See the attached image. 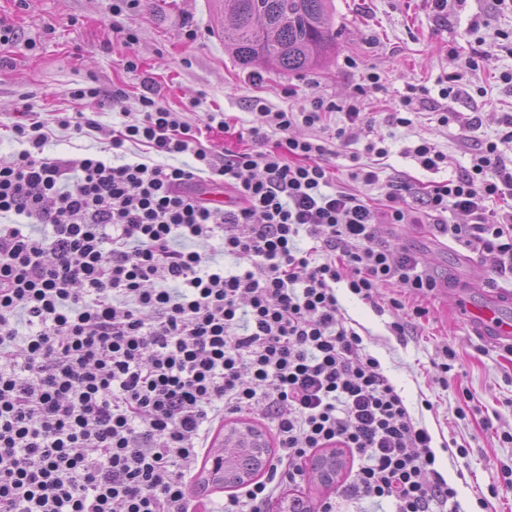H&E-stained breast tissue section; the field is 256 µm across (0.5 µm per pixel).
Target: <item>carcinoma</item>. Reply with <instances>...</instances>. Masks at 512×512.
<instances>
[{
    "mask_svg": "<svg viewBox=\"0 0 512 512\" xmlns=\"http://www.w3.org/2000/svg\"><path fill=\"white\" fill-rule=\"evenodd\" d=\"M330 0H224V48L242 66L261 63L269 70L300 72L318 66L336 47ZM234 448L224 459L222 487L234 488L260 473L268 455L257 459L247 441L225 437Z\"/></svg>",
    "mask_w": 512,
    "mask_h": 512,
    "instance_id": "obj_1",
    "label": "carcinoma"
}]
</instances>
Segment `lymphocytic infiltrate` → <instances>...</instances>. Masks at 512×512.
I'll use <instances>...</instances> for the list:
<instances>
[{
  "mask_svg": "<svg viewBox=\"0 0 512 512\" xmlns=\"http://www.w3.org/2000/svg\"><path fill=\"white\" fill-rule=\"evenodd\" d=\"M139 103L109 125L27 112L10 127L23 148L0 164V512H197L188 480L231 416L270 420L276 451L224 512H262L329 448L350 467L309 512L340 499L459 512L432 435L345 321L336 286L380 314L404 307L377 304L383 286L433 292L416 253L376 238L450 210L470 223L437 230L480 254L487 286L512 275V211L493 207L512 198L498 151L512 114L456 178L422 193L390 181L376 207L336 188L326 165L355 142L358 101L317 96L294 111L253 99L246 146L221 152L205 141L229 130L223 113L188 121L148 80ZM56 126L101 135L111 157L45 156ZM133 147L156 163L127 161ZM185 154L192 163L171 165ZM204 183L235 204L204 203Z\"/></svg>",
  "mask_w": 512,
  "mask_h": 512,
  "instance_id": "obj_1",
  "label": "lymphocytic infiltrate"
}]
</instances>
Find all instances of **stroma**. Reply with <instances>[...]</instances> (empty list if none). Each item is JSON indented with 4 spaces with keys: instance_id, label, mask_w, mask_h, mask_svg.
I'll list each match as a JSON object with an SVG mask.
<instances>
[{
    "instance_id": "obj_1",
    "label": "stroma",
    "mask_w": 512,
    "mask_h": 512,
    "mask_svg": "<svg viewBox=\"0 0 512 512\" xmlns=\"http://www.w3.org/2000/svg\"><path fill=\"white\" fill-rule=\"evenodd\" d=\"M112 0H0V20L14 27L15 38L0 44V161L8 160L18 143L7 128L19 113L34 112L50 119L58 112L101 111L102 122L113 112H138L144 79H152L162 104L176 112H189L198 120L206 112H223L232 123L250 127L255 116L253 98L264 99L276 109H298L306 96L343 102L356 96L368 74L380 77L379 87L363 99L362 110L370 125L352 147L337 148L329 157L337 186H349L348 155L366 144L384 140L389 154L377 184L361 193L379 202L388 180L405 177L416 189L455 178L471 164L481 143L496 139L499 117L512 113V85L500 81L512 73V0H460L447 16L434 12L427 0H332L336 49L320 66L302 72L262 71L252 82V68L241 66L224 48L222 30L229 19L224 0H147L137 13L116 19ZM136 30L139 42L126 46L113 25ZM197 31L187 39L186 27ZM486 56L484 69L465 67L473 53ZM138 59L137 70L124 68L128 56ZM459 75L462 94L450 108L457 120L440 125L436 113L439 81ZM429 89L431 97L420 104L413 123L406 128L388 126L387 112L398 108L407 84ZM121 86L126 96L113 105L98 107L91 100H77L74 89ZM483 115V125L468 132L469 113ZM434 143L448 156L447 166L436 171L422 168L405 149L418 140ZM381 240L410 248L441 286L421 299L408 289H383V297L399 296L407 307H427L428 315L412 322L405 338L388 328L391 315H378L368 304L337 285L343 313L361 334L368 351L416 418L422 419L435 438L456 439L469 446L467 459L438 450L441 471L458 491L461 512H481L476 491L500 484L504 468H512V443L500 441V432H512V350L476 336L455 308L458 294L470 292L482 301L484 291L474 290L486 271L478 256L463 243L437 233L432 224H384ZM457 353L458 389L434 385L436 363L444 347ZM469 391L475 405L489 418L484 431L471 420L458 419L462 391ZM433 410H426V403Z\"/></svg>"
}]
</instances>
